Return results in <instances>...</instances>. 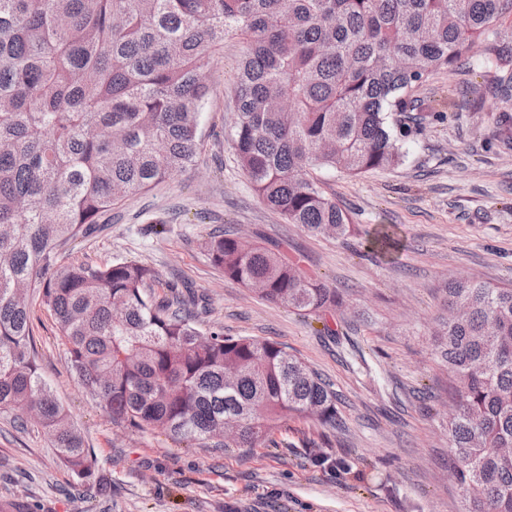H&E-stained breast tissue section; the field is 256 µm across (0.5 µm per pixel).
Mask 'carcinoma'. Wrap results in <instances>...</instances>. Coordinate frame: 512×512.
<instances>
[{
  "mask_svg": "<svg viewBox=\"0 0 512 512\" xmlns=\"http://www.w3.org/2000/svg\"><path fill=\"white\" fill-rule=\"evenodd\" d=\"M512 0H0V409L34 411L72 476L89 449L31 356L28 296L54 314L68 364L112 419L177 443L256 448L290 416L343 424L332 384L270 341L202 326L207 302L152 292L133 260L63 264L58 247L124 197L193 166L204 67L228 33L246 52L231 141L258 198L339 239L348 211L307 170L360 174L404 161L414 89L479 45L512 96ZM204 248L224 275L296 311L342 306L277 251L224 230ZM435 353L448 368L449 469L461 512H512V288L443 286Z\"/></svg>",
  "mask_w": 512,
  "mask_h": 512,
  "instance_id": "1",
  "label": "carcinoma"
}]
</instances>
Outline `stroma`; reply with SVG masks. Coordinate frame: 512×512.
Segmentation results:
<instances>
[{
    "label": "stroma",
    "mask_w": 512,
    "mask_h": 512,
    "mask_svg": "<svg viewBox=\"0 0 512 512\" xmlns=\"http://www.w3.org/2000/svg\"><path fill=\"white\" fill-rule=\"evenodd\" d=\"M244 46L226 35L204 72L194 165L123 198L62 262L135 260L154 269L157 298L169 284L206 296V323L225 335L277 343L330 380L342 429L288 419L258 448H199L112 420L70 370L67 344L32 299L34 357L92 451L100 493L80 485L36 420L0 410V505L25 512H458L448 470V373L432 333L445 316L442 286L475 276L512 286V147L496 131L512 99L489 83L495 68L475 52L463 69L431 75L414 92L442 117L402 139L405 158L386 171L313 176L350 213L348 236H315L265 206L231 142ZM279 250L308 277L341 290L343 305L304 315L261 299L215 268L202 240L216 226ZM395 226L392 255L368 251V232Z\"/></svg>",
    "instance_id": "obj_1"
}]
</instances>
